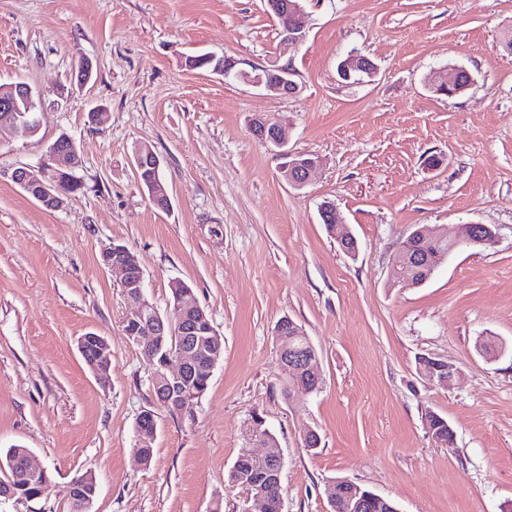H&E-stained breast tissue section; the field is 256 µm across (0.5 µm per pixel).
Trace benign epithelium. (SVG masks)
<instances>
[{
  "mask_svg": "<svg viewBox=\"0 0 512 512\" xmlns=\"http://www.w3.org/2000/svg\"><path fill=\"white\" fill-rule=\"evenodd\" d=\"M267 6L279 19L282 28L281 47L283 50L298 44L304 38V25L302 21V7L298 3L285 4L281 0H267ZM338 75L341 79L349 81L353 76L362 73L371 77L376 72V66L368 57L353 52L349 54L338 66ZM467 69L454 67L450 69L448 76L434 80L428 84V88L439 95L444 92L455 95L466 90L462 84V74ZM238 75L246 79L253 86L267 92H273L281 96H291L299 92V85L293 79L294 73L286 71V75L277 80H266L262 75L255 77L238 72ZM41 107V93L23 82L0 85V129L15 131L19 128L28 130L30 127H39L38 110ZM263 127L251 126V132L261 143L270 148L274 154L283 160L280 172L289 185L301 188L308 184L311 172L319 166V160L307 159L302 153H292L287 150L288 138L285 128L267 119H261ZM61 139L67 143V149L57 150V143L49 145L48 160L57 167L55 175L47 174L46 169L39 167H21L13 171L12 180L28 195L40 202L50 210L59 209L65 195L59 189V176L70 180L78 179L77 171L81 165L77 147L74 140L66 135ZM136 170L141 171L146 167L157 169L160 166L158 155L147 145H140L134 152ZM321 220L336 224V238L343 250H357V240L342 220L336 207L325 202L319 207ZM416 239L421 242L426 240H445L441 232L434 234L424 233L420 229L414 230L408 240L399 248V257L395 267H405L412 264L413 256L408 249V242ZM452 247L459 246H492L496 243V233L488 231V234L479 232V225L466 224L463 227L461 237L448 240ZM102 262L105 266L118 269L122 273L120 287L128 302V308L124 319L126 335L146 355L162 350L166 337H171L170 348L163 350L160 357L159 370L153 373L155 399L166 406L175 400L186 407L191 404L194 390L196 370L200 363L211 364L218 356L219 347L209 337L199 336L202 319L198 315L199 307L190 306L177 298L175 303L176 314L173 317H162L153 311V305L147 297L143 270L134 254L123 245H112L103 249ZM92 346L96 349L98 361L91 366L92 372L99 378L108 377L111 368L112 350L108 341L97 334L89 333L83 336L79 342V351ZM280 361L288 367L289 377L286 385H292L301 376L311 380L312 387L303 390L310 394L322 385L321 373L318 370L317 356L309 353H280ZM422 374L430 380L445 386L455 374L452 364L438 359L423 361ZM137 432L143 437L155 434L157 423L155 415L146 410L137 418ZM247 458L263 465L268 472L267 482L263 485H255L247 489V493L253 497L254 503L259 505V512H266L269 506L270 487L280 484V474L283 467L282 457L277 449L269 448L265 455L256 457L247 455ZM329 492L336 493L342 501L347 512H398V509L386 499L378 496L370 490H364L359 485L338 479L331 483Z\"/></svg>",
  "mask_w": 512,
  "mask_h": 512,
  "instance_id": "benign-epithelium-1",
  "label": "benign epithelium"
}]
</instances>
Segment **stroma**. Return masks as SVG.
<instances>
[{
	"label": "stroma",
	"mask_w": 512,
	"mask_h": 512,
	"mask_svg": "<svg viewBox=\"0 0 512 512\" xmlns=\"http://www.w3.org/2000/svg\"><path fill=\"white\" fill-rule=\"evenodd\" d=\"M305 39L280 53L264 0H0V84L43 94L37 134L0 141V462L22 446L47 468L38 500L0 512H71L68 485L92 471L89 512H241L229 481L238 457L271 433L284 467L283 512H332L339 478L398 512H512V0H301ZM375 76L342 82L349 52ZM233 58L254 74L293 69L299 94L189 68L188 56ZM93 76L73 82L81 61ZM462 66L475 83L434 95V72ZM102 108L100 123L88 114ZM288 127V148L319 156L307 186L288 185L250 131L256 115ZM81 156L85 188L49 210L11 179L38 166L60 134ZM161 159L171 205L158 209L133 165L137 145ZM331 201L358 240L347 255L319 218ZM486 224L498 241L459 247L416 288L394 286L415 228ZM125 245L146 292L170 312L188 284L224 339L206 393L172 416L126 336L120 274L101 252ZM302 325L319 392L286 398L274 328ZM104 336L108 384L78 340ZM500 346L496 358L479 343ZM448 361L442 387L418 359ZM153 411L149 463L136 420ZM444 417L453 447L424 418ZM315 429L321 445L307 450Z\"/></svg>",
	"instance_id": "obj_1"
}]
</instances>
